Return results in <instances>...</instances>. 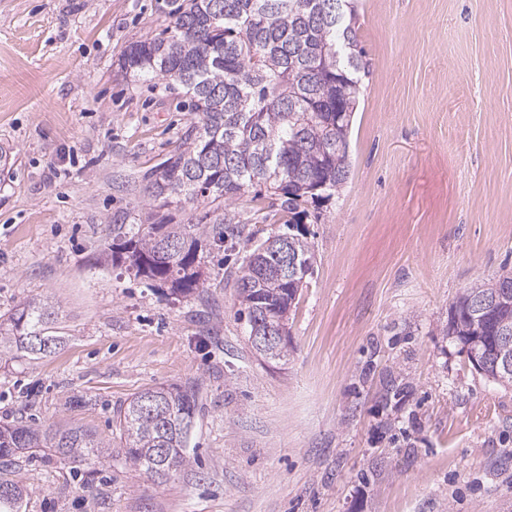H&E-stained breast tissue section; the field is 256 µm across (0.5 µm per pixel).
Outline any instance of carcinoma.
I'll list each match as a JSON object with an SVG mask.
<instances>
[{
  "instance_id": "cac0c4a2",
  "label": "carcinoma",
  "mask_w": 512,
  "mask_h": 512,
  "mask_svg": "<svg viewBox=\"0 0 512 512\" xmlns=\"http://www.w3.org/2000/svg\"><path fill=\"white\" fill-rule=\"evenodd\" d=\"M171 0L173 21L157 34L129 45L120 68L146 81H164L189 97L193 116L179 145L146 172V192L164 208L207 203L212 224H170L157 214L152 224H126L112 216V260L128 264L138 278L188 296L204 287L202 241L218 244L245 220L230 202L261 190L279 202L298 262L312 267L313 252L300 224V208L331 198L349 177L348 137L359 103L362 50L353 0ZM342 120L336 121V114ZM255 245L235 288L248 330L259 308L271 317L285 312L292 288L288 269L274 253ZM466 289L453 304L448 335L485 356L484 374L512 386V274ZM49 302L25 299L0 325V349L28 356L54 352ZM196 407L187 387H147L114 415L126 462L159 480L170 477L166 459L184 465L187 425ZM48 449L81 461L106 460L112 442L77 422L43 428L22 421L0 425V468ZM26 489L0 480V512H21Z\"/></svg>"
}]
</instances>
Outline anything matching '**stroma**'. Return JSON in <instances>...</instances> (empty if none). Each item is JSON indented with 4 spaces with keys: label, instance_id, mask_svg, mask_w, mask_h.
I'll list each match as a JSON object with an SVG mask.
<instances>
[{
    "label": "stroma",
    "instance_id": "1",
    "mask_svg": "<svg viewBox=\"0 0 512 512\" xmlns=\"http://www.w3.org/2000/svg\"><path fill=\"white\" fill-rule=\"evenodd\" d=\"M368 73L350 177L306 204L313 272L264 362L235 280L252 241L203 247L188 297L112 260L113 216L146 223L141 180L191 117L180 91L118 60L171 18L166 0H0V315L51 302L63 346L0 355V423L78 422L193 388L189 462L167 480L120 449L43 453L11 478L23 512H512V387L448 336L466 288L512 271V0H356ZM255 240L271 199L232 204Z\"/></svg>",
    "mask_w": 512,
    "mask_h": 512
}]
</instances>
